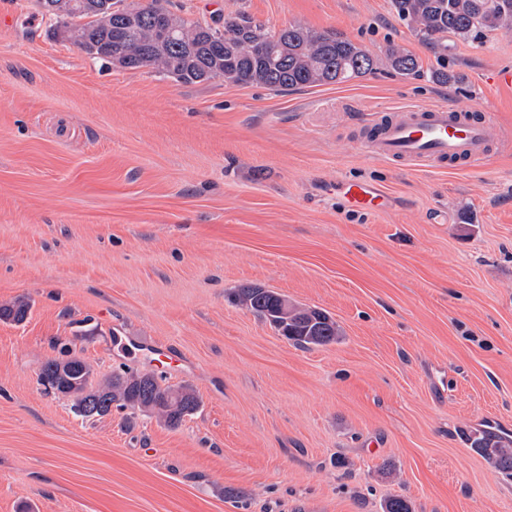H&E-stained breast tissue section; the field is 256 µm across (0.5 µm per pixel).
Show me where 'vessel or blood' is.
<instances>
[{
	"label": "vessel or blood",
	"mask_w": 512,
	"mask_h": 512,
	"mask_svg": "<svg viewBox=\"0 0 512 512\" xmlns=\"http://www.w3.org/2000/svg\"><path fill=\"white\" fill-rule=\"evenodd\" d=\"M368 127L370 135L363 146L379 159L407 166L467 168L488 157V123L471 108L407 105L375 114ZM336 192L357 212H375L384 201L381 190L365 182H342Z\"/></svg>",
	"instance_id": "1"
}]
</instances>
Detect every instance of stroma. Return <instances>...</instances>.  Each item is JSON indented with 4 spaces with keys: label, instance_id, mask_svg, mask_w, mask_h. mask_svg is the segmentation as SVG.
Here are the masks:
<instances>
[{
    "label": "stroma",
    "instance_id": "stroma-1",
    "mask_svg": "<svg viewBox=\"0 0 512 512\" xmlns=\"http://www.w3.org/2000/svg\"><path fill=\"white\" fill-rule=\"evenodd\" d=\"M333 31L378 73L278 93L108 67L0 0V512H512V479L472 446L512 441V31L422 41L391 0H169ZM36 20L28 29V20ZM420 77L385 67L390 46ZM456 75L443 85L433 73ZM480 107L500 136L477 168L366 155L363 121L414 103ZM386 188L348 212L336 185ZM256 284L341 328L302 349L233 304ZM161 345L199 407L77 415L44 393L62 344L94 383L152 372L114 334Z\"/></svg>",
    "mask_w": 512,
    "mask_h": 512
}]
</instances>
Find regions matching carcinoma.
Segmentation results:
<instances>
[{
  "mask_svg": "<svg viewBox=\"0 0 512 512\" xmlns=\"http://www.w3.org/2000/svg\"><path fill=\"white\" fill-rule=\"evenodd\" d=\"M42 15L59 23L55 34L91 57L110 65L124 62L134 70L150 67L183 84L223 80L238 86L261 85L275 92L339 84L376 73L377 61L352 41L333 32L300 24L270 30L243 15L224 23L202 25L173 14L168 0L123 4L122 0H36ZM403 21L425 40L453 35L471 42L499 30H512V0H392ZM387 63L396 73L421 76L418 58L394 46ZM234 303L268 322L280 336L301 348L336 342L341 330L326 313L289 304L285 297L256 285L231 294ZM27 305L0 306V320L21 322ZM63 373L71 382L67 396L81 410L98 402L103 414L112 406L157 413L170 427L199 406L188 385L163 384L153 374L118 373L105 387L93 388L91 372L77 358L52 359L39 379L54 381ZM474 449L497 471L512 477V444L487 431Z\"/></svg>",
  "mask_w": 512,
  "mask_h": 512,
  "instance_id": "carcinoma-1",
  "label": "carcinoma"
}]
</instances>
